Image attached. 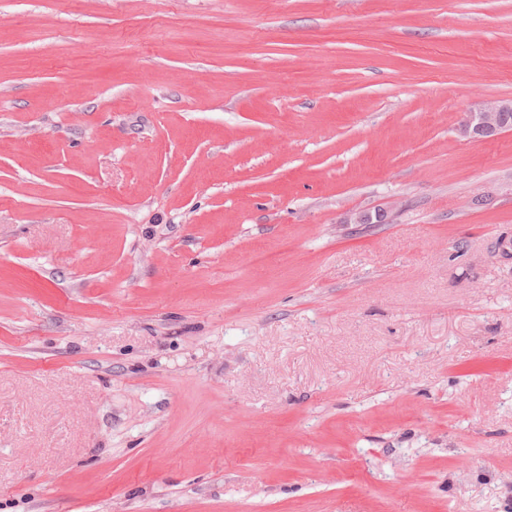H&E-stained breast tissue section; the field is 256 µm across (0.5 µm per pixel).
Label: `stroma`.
Returning <instances> with one entry per match:
<instances>
[{
    "label": "stroma",
    "instance_id": "35a3bbf8",
    "mask_svg": "<svg viewBox=\"0 0 512 512\" xmlns=\"http://www.w3.org/2000/svg\"><path fill=\"white\" fill-rule=\"evenodd\" d=\"M512 0H0V512H512ZM508 126H512V99L496 101L469 112L463 133L474 140H485L499 135Z\"/></svg>",
    "mask_w": 512,
    "mask_h": 512
}]
</instances>
